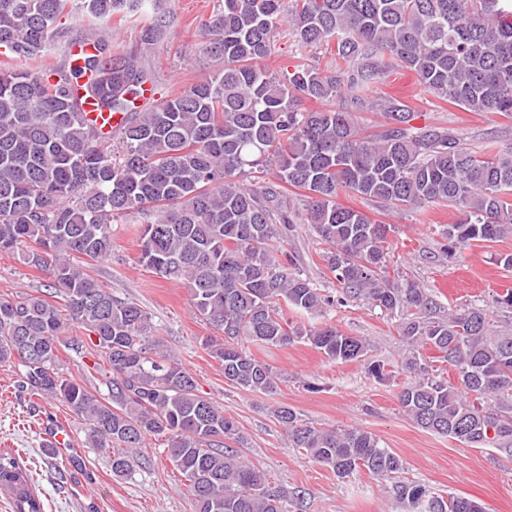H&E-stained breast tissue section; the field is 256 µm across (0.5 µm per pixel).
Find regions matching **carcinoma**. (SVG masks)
<instances>
[{
	"mask_svg": "<svg viewBox=\"0 0 512 512\" xmlns=\"http://www.w3.org/2000/svg\"><path fill=\"white\" fill-rule=\"evenodd\" d=\"M135 1L80 0L88 29L69 37L59 22L70 0H0V253L21 255L54 289L52 300L0 295V363L19 366L17 388L67 404L116 477L131 472L147 439L164 442L195 512H291L303 502L245 458L238 421L160 350L151 316L85 269L112 256V225L131 220L141 225L140 262L189 288L194 314L212 329L202 344L227 384L278 389L281 374L247 343L300 340L331 361H359L367 339L304 322L359 301L395 320L407 373L397 399L414 423L512 453V332L493 318L494 308H512V290L447 313L415 280L391 282L395 227L338 203L353 193L395 210L451 206L457 220L439 229L450 258L512 233V153L479 154L453 129L412 125L408 102L371 95L406 70L442 102L511 118L512 0H220L200 49L210 72L163 100L144 96L156 85L142 55L97 27L127 20ZM168 23L143 19L142 47L160 42ZM285 36L333 64L299 56L286 72L267 70ZM85 41L95 45L71 53ZM56 50L36 72L19 65ZM87 100L122 113L120 127L98 128ZM376 110L385 123L368 133L355 113ZM294 224L324 245L319 258L338 294L284 246ZM70 326L90 341L107 396L60 368V349L75 345ZM424 350L438 352L456 383ZM274 416L337 477L366 470L394 480L405 512H484L471 498L398 479L402 459L368 431L318 428L287 405ZM2 490L13 512H43L31 473L8 454Z\"/></svg>",
	"mask_w": 512,
	"mask_h": 512,
	"instance_id": "1",
	"label": "carcinoma"
}]
</instances>
